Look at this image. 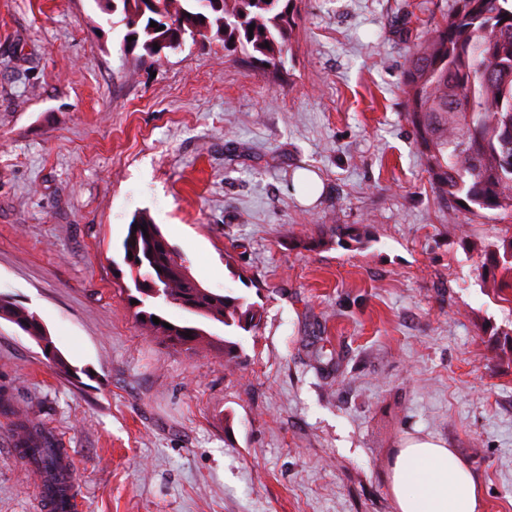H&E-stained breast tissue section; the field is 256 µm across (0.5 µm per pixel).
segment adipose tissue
<instances>
[{
  "label": "adipose tissue",
  "instance_id": "1",
  "mask_svg": "<svg viewBox=\"0 0 512 512\" xmlns=\"http://www.w3.org/2000/svg\"><path fill=\"white\" fill-rule=\"evenodd\" d=\"M390 486L397 512H484L469 463L431 437L409 440L400 448Z\"/></svg>",
  "mask_w": 512,
  "mask_h": 512
}]
</instances>
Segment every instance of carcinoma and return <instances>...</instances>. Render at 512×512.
<instances>
[{
    "label": "carcinoma",
    "mask_w": 512,
    "mask_h": 512,
    "mask_svg": "<svg viewBox=\"0 0 512 512\" xmlns=\"http://www.w3.org/2000/svg\"><path fill=\"white\" fill-rule=\"evenodd\" d=\"M112 14L124 28L121 45L142 50L139 58L160 63L166 52L213 33L224 49L244 56L257 70L284 67L295 25L294 0H155V11H141L144 0H112ZM170 19L165 29L150 22ZM138 16L134 42L127 40L129 19ZM253 30H248L249 26ZM407 120L426 159L432 187L461 210L494 219L512 214V5L509 0H456L444 22L417 43L406 72ZM139 229H133V226ZM158 225L141 215L132 219L122 241L123 253L136 256L134 289L152 280L161 290L157 298L137 297L141 326L165 344L193 351L206 336L193 324L163 325L157 310L164 304L183 306L224 325V360L239 358L237 332H250L261 321L255 304L232 291L224 294L197 287L178 252L163 251ZM339 243L365 246L371 236L364 227L336 226ZM483 283L512 293V235L503 236L483 251ZM160 319L155 324L152 317ZM0 319H5L43 347H53L43 325L27 309L0 296ZM16 447L20 457L43 474L54 512H65L72 488L67 455L61 442L24 413L15 415Z\"/></svg>",
    "instance_id": "1"
}]
</instances>
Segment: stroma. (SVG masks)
I'll use <instances>...</instances> for the list:
<instances>
[{
    "label": "stroma",
    "instance_id": "obj_1",
    "mask_svg": "<svg viewBox=\"0 0 512 512\" xmlns=\"http://www.w3.org/2000/svg\"><path fill=\"white\" fill-rule=\"evenodd\" d=\"M454 7L296 0L263 73L213 38L145 64L103 0H0V295L68 366L0 319V512H47L16 410L63 444L85 512H396L418 435L512 512V304L478 271L512 220L450 215L406 119L409 52ZM137 215L259 306L238 363L220 324L192 352L144 332ZM0 319H5L14 325H16L20 330L28 334L29 336L34 337L38 343L43 345V348L47 350V347H50V350H55L51 337L48 336L43 325L38 321V319L30 313L27 309L18 307L14 303H12L7 297L0 296ZM57 353V365L63 371H67L68 367L62 357Z\"/></svg>",
    "mask_w": 512,
    "mask_h": 512
}]
</instances>
